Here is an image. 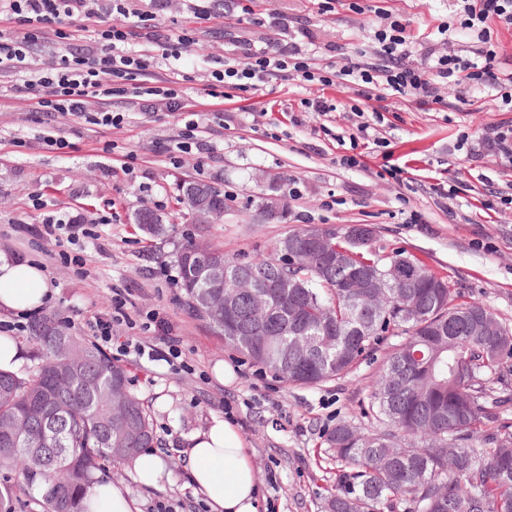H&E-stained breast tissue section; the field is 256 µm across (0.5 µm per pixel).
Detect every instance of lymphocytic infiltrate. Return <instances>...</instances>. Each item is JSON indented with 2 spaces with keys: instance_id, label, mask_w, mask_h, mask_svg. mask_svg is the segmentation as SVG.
<instances>
[{
  "instance_id": "f902f5d3",
  "label": "lymphocytic infiltrate",
  "mask_w": 512,
  "mask_h": 512,
  "mask_svg": "<svg viewBox=\"0 0 512 512\" xmlns=\"http://www.w3.org/2000/svg\"><path fill=\"white\" fill-rule=\"evenodd\" d=\"M132 0H0L8 15L25 25L22 36L0 33V72L18 76L13 87L17 97L31 99L35 109L60 116H70L86 123L120 128L124 113L114 110L116 97L157 102L168 111L185 109L184 97L175 81L158 79L147 73L136 47L152 44L162 62L180 60L187 49L185 39H172L159 33L152 19L154 13L169 10L173 0H150L152 10L136 13ZM452 19L440 29L445 45L442 54L426 50L424 58L412 61L414 41L406 24L389 10L375 12L370 37L374 43L375 62L351 63L344 75L357 96L354 112L364 113L376 89L414 97L419 106L438 103L442 85L467 84L478 93H491L500 109L512 112V72L503 73L495 34L512 30V0H451ZM133 17L130 25L117 26L113 15ZM84 17L76 35L83 41L80 51L56 55L47 69L32 72L28 57L35 46L52 48L46 35L50 26L67 24ZM466 32L480 45L477 57H469L457 41L458 32ZM243 59L224 62L211 72V89L240 90L258 87L281 72L297 80L331 87L339 74L318 70L297 43L285 45L246 41ZM457 148L468 156H493L502 164L512 165V122L487 125L478 137L462 135ZM123 299L112 301L107 314L94 315L89 323L91 337L102 346L115 347L122 356L155 358L160 348H167L169 361L181 356L173 337H164L162 345L119 340L115 327L130 322Z\"/></svg>"
}]
</instances>
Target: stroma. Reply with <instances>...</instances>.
Wrapping results in <instances>:
<instances>
[{"mask_svg": "<svg viewBox=\"0 0 512 512\" xmlns=\"http://www.w3.org/2000/svg\"><path fill=\"white\" fill-rule=\"evenodd\" d=\"M368 12H352L347 0L321 13L313 0H224V16L208 21L174 4L159 14L171 37L187 35V54L177 63L180 88L189 111L198 113L206 147L172 165L162 147L184 127L176 112L150 103L115 99L125 112L122 128L107 130L66 117L49 119L12 91L16 78L0 74V251L46 269L53 294L45 308L59 313L80 336H88L92 316L112 310L122 295L135 328L117 333L147 341V313L165 318L180 340L190 372L167 362L124 358L129 387L153 412L157 456L163 483H139L133 468L113 470L112 481L128 491L140 512L157 502L173 512H208L188 486L182 453L190 435L205 430L212 417L228 415L249 448L261 484L262 512H320L327 490L336 484V463L321 434L339 420L361 431L377 429L362 412L371 383L388 346L345 377L313 387L295 386L261 370L192 316L183 299L177 265L186 242L223 248L229 258L253 259L272 244L310 224H369L375 229L373 255L388 259L402 251L444 277L463 300H477L512 329V215L484 209L485 201L512 188V170L494 158H468L456 151L460 133L480 135L490 123L512 120L489 97H473L461 110L450 107L458 88H440V103L421 108L412 98L384 95L363 116L351 112L346 82L317 91L283 73L260 90L212 97L209 74L218 60L240 57L232 36L276 38L266 21L271 10L287 12L291 32L308 29L301 40L317 67H343L367 41L368 23L379 6L409 20L420 42L439 45L437 28L450 16L448 0H365ZM332 100L334 112L305 111L302 102L317 94ZM365 123L382 138L370 147L367 166L347 169L344 138ZM55 126L68 146L53 151L39 139ZM400 169L392 178L390 168ZM464 174L471 186L448 201L434 185H451ZM195 180L220 188L224 214L201 224L180 204V186ZM275 196L280 218L258 221L259 204ZM59 211L76 224L95 227L94 238L68 246L61 259L54 243L40 239L44 211ZM143 210L164 217L165 235L145 236L135 217ZM81 256V264L71 256ZM233 371L229 382L214 374L217 363Z\"/></svg>", "mask_w": 512, "mask_h": 512, "instance_id": "stroma-1", "label": "stroma"}]
</instances>
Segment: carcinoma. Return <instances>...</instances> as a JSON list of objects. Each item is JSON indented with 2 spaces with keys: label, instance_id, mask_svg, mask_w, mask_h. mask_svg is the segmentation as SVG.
Here are the masks:
<instances>
[{
  "label": "carcinoma",
  "instance_id": "carcinoma-1",
  "mask_svg": "<svg viewBox=\"0 0 512 512\" xmlns=\"http://www.w3.org/2000/svg\"><path fill=\"white\" fill-rule=\"evenodd\" d=\"M153 236L166 232L157 215L137 217ZM309 256L282 267L277 241L270 254L248 262L215 258L230 272L257 283L286 280L270 289L259 311L254 297L213 287L206 267L181 274L187 310L224 347L294 385L340 379L397 331L405 341L385 357L371 385L365 413L381 428L359 431L340 420L323 437L340 464L336 488L323 512H512V426L495 408L512 402V331L476 301H457L448 281L409 257L411 270L395 283L388 264L354 243L349 228L332 234L324 251L304 231L288 235ZM369 288H350L357 274ZM224 292L229 307L207 306ZM44 361L28 374L0 370V469L16 490L38 489L44 512H84L82 502L106 468L132 467L155 445L152 411L128 388L125 366L88 344L54 312L30 326ZM125 385L122 417L112 416L114 385ZM481 446H474V442Z\"/></svg>",
  "mask_w": 512,
  "mask_h": 512
}]
</instances>
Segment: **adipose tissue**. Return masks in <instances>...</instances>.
Returning a JSON list of instances; mask_svg holds the SVG:
<instances>
[{"mask_svg":"<svg viewBox=\"0 0 512 512\" xmlns=\"http://www.w3.org/2000/svg\"><path fill=\"white\" fill-rule=\"evenodd\" d=\"M50 293L49 277L41 267L0 252V309H37ZM185 453L190 483L210 512H259L256 472L232 422L214 417L204 432L189 437Z\"/></svg>","mask_w":512,"mask_h":512,"instance_id":"adipose-tissue-1","label":"adipose tissue"}]
</instances>
